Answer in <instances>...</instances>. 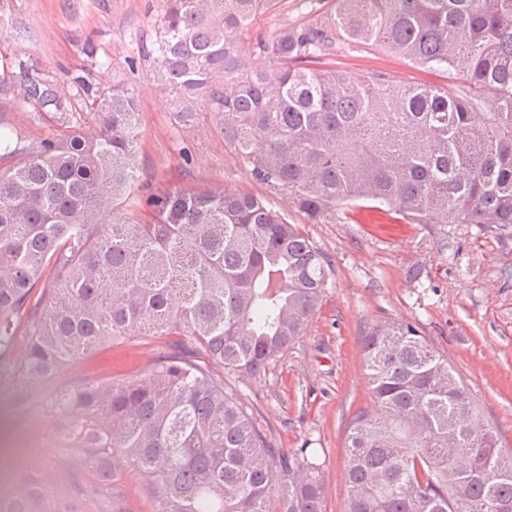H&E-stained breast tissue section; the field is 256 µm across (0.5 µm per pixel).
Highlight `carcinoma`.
Segmentation results:
<instances>
[{"mask_svg":"<svg viewBox=\"0 0 512 512\" xmlns=\"http://www.w3.org/2000/svg\"><path fill=\"white\" fill-rule=\"evenodd\" d=\"M272 2L166 0L148 54L175 123L194 125L207 104L224 146L307 224L369 202L409 224L512 228V0H336L248 55L242 35ZM355 47L443 82L307 66ZM23 98L68 111L50 83ZM91 106L98 130L0 153L13 160L0 167V358L22 332L15 365L39 389L106 344L178 336L138 371L49 394L66 421L57 441L82 449L100 482L122 455L154 512H323L321 465L269 447L215 374L259 377L303 335L329 277L323 254L260 198L222 186L172 184L147 198L148 220L120 215L138 180V104L116 86ZM363 352L372 406L347 427L345 512H512V453L492 425H467L479 405L419 327L380 322ZM0 512L44 506L26 485Z\"/></svg>","mask_w":512,"mask_h":512,"instance_id":"obj_1","label":"carcinoma"}]
</instances>
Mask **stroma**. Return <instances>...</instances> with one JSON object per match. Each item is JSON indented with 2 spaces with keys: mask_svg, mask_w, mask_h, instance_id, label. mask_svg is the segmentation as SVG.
<instances>
[{
  "mask_svg": "<svg viewBox=\"0 0 512 512\" xmlns=\"http://www.w3.org/2000/svg\"><path fill=\"white\" fill-rule=\"evenodd\" d=\"M9 21L0 27V132L30 141L52 139L72 126L96 128L85 79L108 89L122 85L140 108L138 170L144 184H219L265 200L331 262L324 298L306 333L271 364L264 376H224L272 447L306 449L320 463L325 512H345L344 439L351 416L370 406L363 343L381 321L415 323L437 352L468 384L483 415L512 451V234L475 224H406L369 204L354 207L347 223L306 224L288 211L282 195L251 175L214 130L209 116L194 126L174 122L167 95L153 79L142 43L155 40L165 0H8ZM334 0H277L257 12L242 36L243 50L284 25L301 26L329 14ZM321 68L357 77L376 72L416 86L437 75L379 49H345ZM38 80L71 95L66 115L24 100L23 87ZM167 340L132 337L112 344L61 374L54 388L105 382L153 361ZM78 448H45L25 465L0 456V496L33 477L43 501H71L78 512H153L140 474L120 456L112 481L97 482Z\"/></svg>",
  "mask_w": 512,
  "mask_h": 512,
  "instance_id": "35a3bbf8",
  "label": "stroma"
}]
</instances>
